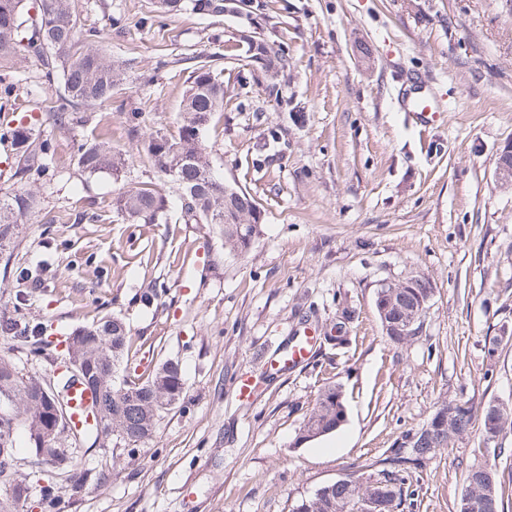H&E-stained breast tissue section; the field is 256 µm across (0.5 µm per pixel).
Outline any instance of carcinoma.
Wrapping results in <instances>:
<instances>
[{"label": "carcinoma", "instance_id": "obj_1", "mask_svg": "<svg viewBox=\"0 0 512 512\" xmlns=\"http://www.w3.org/2000/svg\"><path fill=\"white\" fill-rule=\"evenodd\" d=\"M188 5L197 12L222 13L223 0H158V7L177 11ZM23 0H0V69H9L15 61L33 53L40 58L47 74L58 72L64 83V95L51 110L54 123L64 126L80 106L93 107L112 99L122 81V72L110 59L101 41V32L81 24L76 0H40L31 22L22 20ZM244 61L258 63L265 71L277 73L288 65L281 46L266 40L244 47ZM224 107V81L208 62L200 61L189 76L178 135L164 129L152 131L143 148L153 167L172 183L173 195L186 224H211L224 238L231 253L248 252L260 237L264 214L251 194L240 189L224 198V183L212 174L203 147V133L217 112ZM32 128L14 131L13 144L21 165L15 174L31 178L46 170L43 154L46 143L34 146ZM77 164L89 175L105 173L119 177L125 168V155L106 141L82 146ZM169 197L148 186L120 192L112 198V213L133 223L166 224L170 219ZM36 192L26 190L0 195V250L10 246L17 224L36 213ZM161 297L156 288L136 294L134 303L143 310L158 306ZM66 355L78 359L85 368L82 385L93 391L97 425L84 435L80 444L102 448L101 459L90 468L78 467L73 454L65 467H53L59 449L71 445L69 437L48 429L44 418L52 408V398L41 391V378L0 357V391L10 389L18 402L16 418L0 416V484L6 487L0 497V512H18V505L34 500L39 512H60L55 476L62 475L72 494L78 495L89 483L102 484L116 465L106 449L117 439L133 452L152 440L162 414L182 399L184 380L178 363L163 362L151 375L142 377L131 366L133 338L123 318L104 315L65 338ZM19 348L26 360L49 357L47 342L38 329L25 327L19 336ZM341 387H323L299 429V440L309 442L334 432L343 412ZM448 418L450 437L435 440L420 428L402 438L389 455L371 464L367 479L383 485L384 493L377 512H404L414 505L417 489L414 473L437 452L449 447L450 438L459 439L480 427L485 444L497 443L499 434L512 428V407L489 403L478 409L467 402L444 401L435 415ZM25 427L39 476L31 483L16 476L14 452L15 426ZM466 489L457 504V512H503L502 483L496 470L488 465H472L466 476ZM360 487L331 483L298 501L291 512H355Z\"/></svg>", "mask_w": 512, "mask_h": 512}]
</instances>
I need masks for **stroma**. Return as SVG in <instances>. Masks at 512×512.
Instances as JSON below:
<instances>
[{
	"label": "stroma",
	"instance_id": "1",
	"mask_svg": "<svg viewBox=\"0 0 512 512\" xmlns=\"http://www.w3.org/2000/svg\"><path fill=\"white\" fill-rule=\"evenodd\" d=\"M85 27L123 68L112 99L78 108L55 127L63 92L32 54L9 73L48 140L37 180L15 175L10 134L0 132V193L27 189L37 216L0 256V314L59 336L104 314L126 318L140 373L178 361L180 403L136 452L113 444L104 484L62 512H289L295 501L369 464L425 425L445 400L512 406V187L495 178L512 140V11L503 0H234L220 14L157 13L154 0H78ZM284 42L275 76L232 51L243 36ZM221 72L229 96L205 133L213 171L248 191L265 217L245 254L226 251L210 225L170 219L131 224L112 198L167 183L139 150L152 130L177 134L196 58ZM420 86L445 114L412 122L401 97ZM104 140L126 156L121 178L88 176L78 150ZM426 279L422 333L385 334L375 307L385 282ZM162 291L142 311L141 288ZM347 318V343L322 339ZM311 358L281 370L298 329ZM251 383L240 398L237 380ZM344 391L346 419L301 443L299 426L327 385ZM494 456L479 432L438 452L416 474L408 512H456L465 474L492 464L512 512V430Z\"/></svg>",
	"mask_w": 512,
	"mask_h": 512
}]
</instances>
